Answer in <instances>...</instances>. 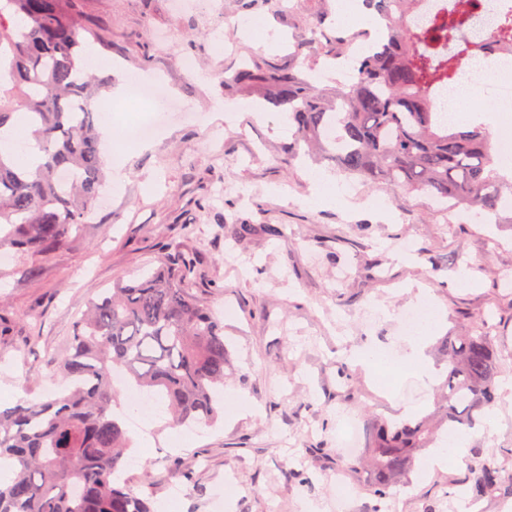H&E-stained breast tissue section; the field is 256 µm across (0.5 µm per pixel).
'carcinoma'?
<instances>
[{
  "mask_svg": "<svg viewBox=\"0 0 512 512\" xmlns=\"http://www.w3.org/2000/svg\"><path fill=\"white\" fill-rule=\"evenodd\" d=\"M385 26L373 50L357 59L356 80L336 92L319 90L305 63L280 67L248 59L226 83L259 92L295 126L288 152L335 163L363 181H384L417 191L461 216L472 211L512 223V179L495 165L490 132L463 129L434 111L432 88L450 82L460 64L486 45L468 37L467 17L438 19L455 52L421 48L410 25L418 0H363ZM91 29L77 0H0V129L26 113L43 153L29 173L0 157V249L48 258L88 222L92 201L106 184L100 163L95 109L102 85L82 65ZM356 37L336 29L313 31L308 57L334 61ZM69 171L72 180L60 181ZM195 258L162 264L127 281L118 279L88 304L59 363L66 392L46 401L0 406V464L11 478L0 482V512H152L150 499L127 488L116 473L132 448L112 405L120 375L153 396L179 425H211L221 411L231 358L224 324L182 280ZM483 312L468 316L461 336H446L439 350L448 373L438 388V425L472 428L498 399L504 357L495 348ZM431 418L383 422L366 460L345 463L369 474V492L381 506L394 486L408 481L416 461L438 446ZM473 496L512 495L497 455L470 465Z\"/></svg>",
  "mask_w": 512,
  "mask_h": 512,
  "instance_id": "cac0c4a2",
  "label": "carcinoma"
}]
</instances>
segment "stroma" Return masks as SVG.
Listing matches in <instances>:
<instances>
[{
    "mask_svg": "<svg viewBox=\"0 0 512 512\" xmlns=\"http://www.w3.org/2000/svg\"><path fill=\"white\" fill-rule=\"evenodd\" d=\"M343 3L272 0L256 12L264 35L247 37L220 25L239 14L238 0H216L206 14L172 0L82 2L90 47L119 70L156 75L184 110L146 145L103 149L106 169L122 166L124 184L111 203L93 204L38 278L27 274V254L12 250L0 261V313L15 321L0 336V404L49 396L76 318L113 280L195 256L190 291L223 316L235 365L224 391L241 402L225 404L196 434L162 411L141 429L127 422L134 448L125 477L134 492L150 490L154 512H304L309 504L371 512L366 476L337 465L343 412L358 418L368 445L379 423L433 412L436 385L407 373L381 399L351 357L379 339L408 351L399 319L421 290L442 316L423 343L439 377L436 341L464 328L466 314H494L503 386L492 424L469 430L468 449L512 448V294L499 286L512 276V231L489 218H448L418 193L362 182L328 161L320 170L350 203L309 207L312 165L286 154L287 119L258 97L224 90L249 55L282 67L303 57L319 16L340 21ZM219 27L220 55L212 49ZM467 471L453 462L413 475L389 512H512V496L466 497L453 481ZM340 481L351 497L337 495Z\"/></svg>",
    "mask_w": 512,
    "mask_h": 512,
    "instance_id": "stroma-1",
    "label": "stroma"
}]
</instances>
